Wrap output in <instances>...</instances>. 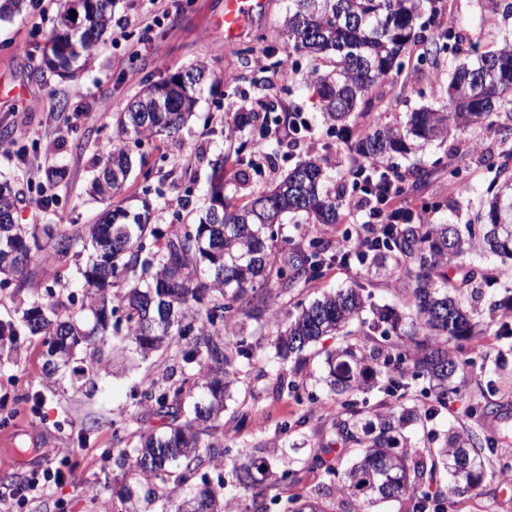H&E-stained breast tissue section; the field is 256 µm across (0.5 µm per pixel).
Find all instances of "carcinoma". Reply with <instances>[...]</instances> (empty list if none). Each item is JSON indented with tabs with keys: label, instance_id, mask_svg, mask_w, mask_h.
Here are the masks:
<instances>
[{
	"label": "carcinoma",
	"instance_id": "obj_1",
	"mask_svg": "<svg viewBox=\"0 0 512 512\" xmlns=\"http://www.w3.org/2000/svg\"><path fill=\"white\" fill-rule=\"evenodd\" d=\"M79 11L65 3L56 15L51 55L44 66L64 75L75 65L86 68L102 34L111 25L115 0H77ZM29 0H0V20L12 18ZM445 0H288L284 27L288 56L305 53L329 63L310 73L317 85L322 117L342 135L352 165L381 163L388 184L402 192L407 180L422 183L431 175L417 166L406 173L393 162L395 155L417 154L433 141H448L452 131L478 127L501 143L512 142V40L483 50L450 26H441ZM434 28L430 36L424 32ZM412 46L422 47L420 59L435 71L448 64L449 81L439 86L438 109H414L401 124L373 119L362 125L374 107L373 89L392 70H402V57ZM211 79L203 64L148 84L117 120L123 134L138 139L163 136L177 139L195 111L199 95ZM288 111L271 102L263 112H234L224 121V137L252 126L259 139L285 123ZM480 162L495 171L491 197L480 213L478 230L462 237L456 225L435 224L420 209L435 210L440 203L423 202L413 211L389 212L385 233L359 251L330 250L317 227L340 223L344 194L336 187L334 164L328 155H308L295 163L280 181L259 188L242 205L224 200V173L240 185L248 183L253 160L237 154L224 157L228 170L215 171L209 186V205L194 224H174L163 232L150 224L149 200L142 210L123 205L107 207L94 224L72 225L47 233L42 242L38 227L14 223L19 192L0 183V288L14 286L13 298L23 305L18 320L0 322V357L17 350L20 336H39L46 346L42 374L55 379L77 352L95 342H112L118 350L133 344L143 357L164 353L176 344L180 377L166 387L143 381L141 396L152 413L169 420L167 430L136 431V445L116 449L117 465L128 480L158 483L169 504L166 512H230L233 497L224 482L201 479L202 488L185 494L206 461L217 458L232 464L236 489L250 501L246 512H321L317 502L299 494L282 498L283 488L296 482L297 471L273 470L264 457L239 465L224 447L223 412L233 400L239 366L250 363L255 346L241 338L245 322L288 300L296 313L288 314L285 329L271 343L272 358L280 365L272 392L278 396L297 390L283 367L299 364L303 353L320 337L336 333L345 346L326 357L330 394L324 411L333 417L336 442L360 446L356 462L338 471L336 491L364 504L405 499L412 512H441L444 497L429 499L425 485L438 475L449 479L448 493L476 491L484 477L483 446L488 438L467 431H448L444 446L415 448L404 434L410 420L431 422L448 408L454 389L448 382L473 361L463 354L464 343L481 323L478 306L481 286L509 275L492 258L512 259V146ZM131 163L121 144L114 143L102 158L91 193L103 200L120 194ZM303 215L312 229L299 239L284 235V218ZM291 250V259H271L274 243ZM87 253L81 270V297L65 305L54 299L55 282L44 285L47 299L25 303L32 287L28 268L32 256L49 251L65 261L74 250ZM394 257L408 280L406 310L371 303L366 288L325 292L309 304L296 300L316 287L333 264L360 262L363 268L384 255ZM126 285L121 296L108 288ZM91 312L93 328L84 326ZM371 312L380 337L348 341L350 327ZM125 323L116 338L114 324ZM425 375L435 382L428 404L419 405L411 380ZM377 388L383 400L365 406L358 394ZM107 504L105 512H140L132 496L116 506L106 487L92 490Z\"/></svg>",
	"mask_w": 512,
	"mask_h": 512
}]
</instances>
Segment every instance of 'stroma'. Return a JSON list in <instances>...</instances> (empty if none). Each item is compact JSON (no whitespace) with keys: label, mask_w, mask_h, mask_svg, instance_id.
Returning <instances> with one entry per match:
<instances>
[{"label":"stroma","mask_w":512,"mask_h":512,"mask_svg":"<svg viewBox=\"0 0 512 512\" xmlns=\"http://www.w3.org/2000/svg\"><path fill=\"white\" fill-rule=\"evenodd\" d=\"M61 0H45L40 11L27 10L0 21V127L29 134L16 145L0 148V182H10L20 192L13 213L18 224H49L61 228L71 224H92L105 209L104 203L87 192L103 148L119 140L125 145L132 168L124 197L148 196L152 203L151 222L168 230L186 212L201 213L205 192L215 167L227 153H250L253 136L243 130L232 140L224 138V115L245 112L259 101L279 99L290 111L304 113L320 145H329L341 163V183L346 197L356 192L348 175L349 162L336 148V135L324 123L316 103L315 89L308 80L313 66L310 58L287 56L283 19L288 0H265V9L233 41H225L224 0H170L169 16L160 25L144 30L143 21L155 10L152 0H116L114 18L127 24L124 38L107 31L99 42L91 65L70 79L44 70L42 60L50 46L53 22ZM444 23L458 24L463 37L495 45L512 38V16H491L479 0H451ZM205 63L214 79L205 86L193 116L179 133L180 147L162 146L160 139H137L118 135L116 116L139 93L145 83L156 82ZM447 75L431 74L427 63L393 72L377 87L379 117L386 122L405 121L407 112L428 106L439 107L437 87ZM466 156L464 177L474 187L470 198L457 200L444 172L412 191V198L429 197L447 202V209L433 215V222L467 223L478 209L493 179L479 158L498 153L499 142L488 136L474 141L472 130L456 133L452 144L431 142L419 157H398L401 169L415 162L433 167L447 162L449 148ZM269 157L258 158L249 169L245 185L227 183L225 196L244 201L251 187L283 178L300 157L303 143L271 141ZM54 197L51 208H43L41 197ZM288 306L269 308L246 333L259 342L260 350L250 365L239 373L238 402L244 419H225L224 442L237 459L259 455L261 447L296 445L293 466L298 469L297 493L317 498L325 512H351L352 502L341 497L323 469L307 465L313 445L329 436L331 416L318 413L305 426L281 433L277 424L310 406V394H323L320 382L325 373V355L340 346V339L327 336L304 354V365L295 380L298 397L275 396L270 388L267 356L269 343L284 329ZM43 350L40 339H23L21 357L15 363L0 364V457L12 461L0 478V512H11L8 493L33 469L26 452L61 460L80 449V466L64 484L52 487L32 499L23 512H97L88 495L94 485L108 484L112 498H120L125 485L120 469L103 451L115 448L116 438L142 428H160L159 418L135 395L143 375L171 377L173 353L141 359L134 351L120 353L111 345L98 344L78 353L75 366L85 373L76 381H61L46 388L41 378ZM475 362L469 375L457 381L449 410L437 421L411 424L410 433L420 446H438L442 432L456 425L476 431L494 443L493 462L487 464L483 482L474 495L452 496L448 512H512V473L499 470L498 458L512 457V333L504 331L501 317L489 321L487 335L465 345ZM41 392L39 402L31 394ZM491 402L493 413L478 420L467 413L473 403ZM93 427L88 439L82 428Z\"/></svg>","instance_id":"stroma-1"}]
</instances>
